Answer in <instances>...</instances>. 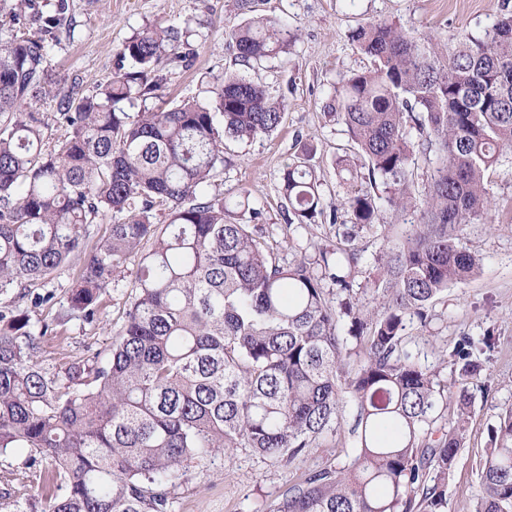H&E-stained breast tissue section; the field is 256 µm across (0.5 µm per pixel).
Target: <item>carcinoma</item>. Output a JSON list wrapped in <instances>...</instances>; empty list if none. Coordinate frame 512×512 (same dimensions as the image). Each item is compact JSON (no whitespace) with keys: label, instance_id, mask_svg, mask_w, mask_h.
<instances>
[{"label":"carcinoma","instance_id":"1","mask_svg":"<svg viewBox=\"0 0 512 512\" xmlns=\"http://www.w3.org/2000/svg\"><path fill=\"white\" fill-rule=\"evenodd\" d=\"M67 9L58 0L55 14L0 39V293L13 298L0 311V453H36L28 469L42 512H173L185 465L236 448L292 464L338 435L348 402L351 462L306 472L268 512H446L471 386L493 338L460 337L450 387L413 359L405 330L414 320L427 327L432 301L480 267L458 233L490 223L488 176L512 149V12L486 38L453 33L443 44L387 19L353 31L371 67L345 76L329 109L369 180L384 186L391 219L420 213L404 239H384L373 288L381 310L365 313L351 276L361 260L354 232L282 263L244 221L257 214L247 195L231 203L206 192L224 139L273 133L284 105L226 72L200 97L129 119L120 104L161 88V60H187L180 32L161 25L127 39L92 93L55 91L46 40ZM225 36L246 67L296 40L262 15ZM50 97L65 125L52 145L32 109ZM427 154L435 167L419 202L412 165ZM280 193L290 223L324 216L308 152L285 164ZM345 206L352 229L383 220L367 192ZM132 255L139 270L108 360L80 358L47 377L34 361L40 343L74 314L96 322ZM69 263L79 275L68 310L34 329L30 312L53 307L39 289ZM480 480L475 512H512V410L493 431Z\"/></svg>","mask_w":512,"mask_h":512}]
</instances>
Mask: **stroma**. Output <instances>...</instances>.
I'll return each instance as SVG.
<instances>
[{"instance_id": "35a3bbf8", "label": "stroma", "mask_w": 512, "mask_h": 512, "mask_svg": "<svg viewBox=\"0 0 512 512\" xmlns=\"http://www.w3.org/2000/svg\"><path fill=\"white\" fill-rule=\"evenodd\" d=\"M68 4L67 22L56 31L49 52L64 91L89 93L111 76L123 42L145 27L161 24L191 28L187 47L191 62L183 67L165 65L159 97L125 105V112L133 115L146 106L164 107L195 97L202 82L240 69L273 100L285 104L283 124L273 134L249 142L225 139L224 166L208 188L227 199L248 194L259 212L263 235L284 263L340 244L343 226L350 221L343 198L348 192L371 188L342 123L325 109L345 75L370 65L352 41L351 30L366 21L389 19L437 40L456 32L481 37L500 14L512 10V0H259V13L285 20L298 39L287 53L245 69L224 37L225 29L244 19L235 0H68ZM305 146L313 150L311 164L319 179L321 205L324 212H336V224L301 227L288 222L280 195L281 171ZM341 156L348 157L353 167L351 181L338 176L335 161ZM489 189L496 202L491 223L467 225L459 234L460 247L479 256L480 271L434 299L427 328L415 322L406 328L409 350L444 380L452 377L446 358L459 337L488 334L495 339L483 376L488 393L475 397L465 446L448 476L447 512H474L491 430L512 409V151L491 172ZM404 229V224H393L386 237L375 224L358 231L363 259L353 278L365 308L379 304L368 287L378 273L376 258L383 240H399ZM138 262V257H131L113 280L96 324L71 319L41 344L36 361L48 376H56L76 357L108 356ZM30 454L27 448L0 453V512L37 504L35 489L18 478ZM347 462L336 447L310 449L287 466L241 448L229 461L219 455L189 464L173 490L174 512H265L306 471Z\"/></svg>"}]
</instances>
